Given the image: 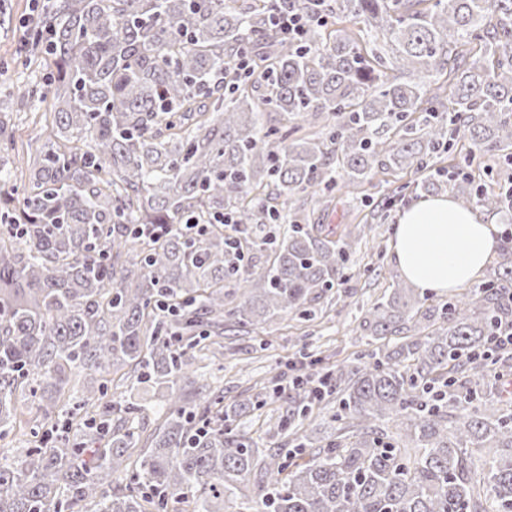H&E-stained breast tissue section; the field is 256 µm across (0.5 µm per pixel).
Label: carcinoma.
Wrapping results in <instances>:
<instances>
[{
	"instance_id": "1",
	"label": "carcinoma",
	"mask_w": 512,
	"mask_h": 512,
	"mask_svg": "<svg viewBox=\"0 0 512 512\" xmlns=\"http://www.w3.org/2000/svg\"><path fill=\"white\" fill-rule=\"evenodd\" d=\"M288 10L304 22L290 39L272 25ZM26 29L17 61L46 75L17 98L46 104L53 141L0 230V440L26 402L42 438L0 455V512H224L249 479L262 512H512V404L484 392L494 330L512 322V240L445 302L394 281L359 320L362 356L276 388L286 415L269 436L290 440L286 456L259 449L223 395L178 398L224 322L308 319L363 275L348 262L364 228L332 233L300 198L429 169L458 139L464 166H512V0H47ZM447 187L441 173L415 185ZM454 189L512 224L502 190L468 172ZM230 281L242 293L226 308ZM126 367L168 394L134 468L140 406L106 399ZM85 371L102 389L75 388ZM334 402L324 422L342 433L312 436L315 407Z\"/></svg>"
}]
</instances>
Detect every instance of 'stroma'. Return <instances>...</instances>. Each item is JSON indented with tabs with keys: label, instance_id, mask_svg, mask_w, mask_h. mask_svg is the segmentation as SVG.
<instances>
[{
	"label": "stroma",
	"instance_id": "stroma-1",
	"mask_svg": "<svg viewBox=\"0 0 512 512\" xmlns=\"http://www.w3.org/2000/svg\"><path fill=\"white\" fill-rule=\"evenodd\" d=\"M10 21L0 27V110L11 113L10 142L0 141V215L14 213L23 198L18 173L28 154L40 149L46 133L40 121L43 111L32 103L24 112H16L8 98L9 89L22 81H40V73L16 61V49L22 35L21 24L32 10V0H8ZM419 178L412 171L377 175L372 183L352 188L341 203L315 207L314 215L325 224H362L379 245L378 250L354 246L350 262L364 269V276L342 283L331 294L321 298L314 321L298 319L293 313H281L265 329L252 333L225 331L224 356L209 362V387L224 392L225 403L245 406L243 420L259 448L272 447L266 428L270 418L284 414L282 402L268 403L258 411L248 406L262 393L275 374L276 364L299 363L301 353L312 358H327L331 363H347L366 349V339L357 325L362 309L370 307L390 291L393 281L401 279L392 253L394 227L406 205L417 201V194L383 207L384 198L401 185H410Z\"/></svg>",
	"mask_w": 512,
	"mask_h": 512
}]
</instances>
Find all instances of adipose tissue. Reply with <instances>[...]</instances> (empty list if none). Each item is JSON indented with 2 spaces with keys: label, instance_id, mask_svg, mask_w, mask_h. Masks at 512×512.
I'll use <instances>...</instances> for the list:
<instances>
[{
  "label": "adipose tissue",
  "instance_id": "obj_1",
  "mask_svg": "<svg viewBox=\"0 0 512 512\" xmlns=\"http://www.w3.org/2000/svg\"><path fill=\"white\" fill-rule=\"evenodd\" d=\"M498 244L494 225L442 195L420 199L402 211L393 254L416 287L448 292L474 281Z\"/></svg>",
  "mask_w": 512,
  "mask_h": 512
}]
</instances>
